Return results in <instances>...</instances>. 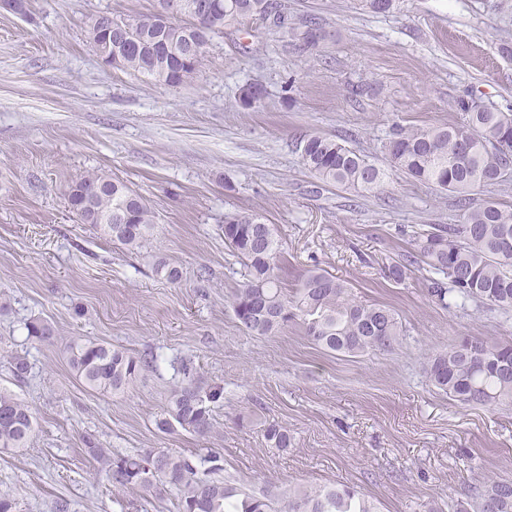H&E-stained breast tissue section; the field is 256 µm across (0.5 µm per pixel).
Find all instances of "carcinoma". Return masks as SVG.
Here are the masks:
<instances>
[{"mask_svg": "<svg viewBox=\"0 0 512 512\" xmlns=\"http://www.w3.org/2000/svg\"><path fill=\"white\" fill-rule=\"evenodd\" d=\"M203 29L192 22L165 16L156 10L131 18L134 26L125 38L111 39L121 69L160 85L177 86L198 77L200 61L191 48L203 49L206 39L254 17L275 20L302 50L315 46L320 27L288 16L281 0H206ZM124 19L99 13L89 19V38L97 44L108 28ZM256 83L243 86L239 101L252 108L264 98ZM462 118L434 127H399L385 145L390 167L412 179L458 197L457 224H432L412 239L413 252L388 268L400 282L409 267L422 261L440 275L429 292L447 305L448 294L512 310V206L488 198L475 205L469 193L476 187L500 186L512 180V114L477 101L460 99ZM301 162L326 183L357 194H372L384 184L386 173L367 155L336 139L310 135L301 141ZM70 209L85 224L99 227L112 242L127 250L143 246L153 226L154 213L126 183L100 171H89L69 188ZM224 243L243 265L246 282L230 300L235 317L255 336L272 335L299 318L306 335L330 353L357 355L387 351L399 343L403 327L391 309L356 301L350 288L319 269L307 271L293 293L282 287L279 275L281 242L275 225L256 213L224 215ZM36 342L52 339L43 321L26 325ZM71 368L93 391H124L144 371L156 367L151 353L139 357L125 349L91 339L66 347ZM182 381L170 394L156 420L162 432L182 429L203 436L212 426L213 409L224 402V386L198 384L189 360L180 363ZM429 381L463 404L491 406L512 401V343L488 342L462 336L450 348L429 360ZM35 430L30 407L13 393L0 389V451L20 452ZM276 448L290 445L288 431L276 424L265 429ZM86 453L105 465L108 483L117 495L138 492L160 495L178 492V512H377L369 496L354 486H305L288 495L248 492L220 477L224 459L217 453L155 451L110 454L97 437H83ZM457 512H512V480L489 478L474 488Z\"/></svg>", "mask_w": 512, "mask_h": 512, "instance_id": "obj_1", "label": "carcinoma"}]
</instances>
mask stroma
<instances>
[{"label":"stroma","mask_w":512,"mask_h":512,"mask_svg":"<svg viewBox=\"0 0 512 512\" xmlns=\"http://www.w3.org/2000/svg\"><path fill=\"white\" fill-rule=\"evenodd\" d=\"M500 0H399L375 14L358 0H287L323 37L307 51L269 22L253 20L208 42L200 77L155 86L103 66L88 17L130 18L154 0H29L31 15L0 11V388L32 409L27 448L0 453V493L20 512H124L84 450L95 435L115 451L191 452L224 458L225 480L255 493L346 484L379 512H454L485 476L512 479V404H464L432 386L428 359L456 337L512 340V313L428 292L413 265L402 282L385 269L411 251L412 231L459 220L454 197L389 167L394 126L458 120L470 95L512 113V9ZM262 84L254 108L241 87ZM320 134L346 141L386 169L363 197L304 168L299 143ZM128 183L156 213L136 251L82 223L67 203L89 171ZM256 211L276 225L284 288L321 268L354 298L383 304L405 334L390 351L329 353L301 321L271 336L249 334L226 300L245 280L224 243V215ZM181 277L169 281L165 267ZM39 319L52 341L29 340ZM91 338L160 359L125 392L92 391L66 345ZM30 372L15 382L11 356ZM192 360L224 401L200 437L159 432L155 419ZM286 428L289 448L264 436Z\"/></svg>","instance_id":"obj_1"}]
</instances>
